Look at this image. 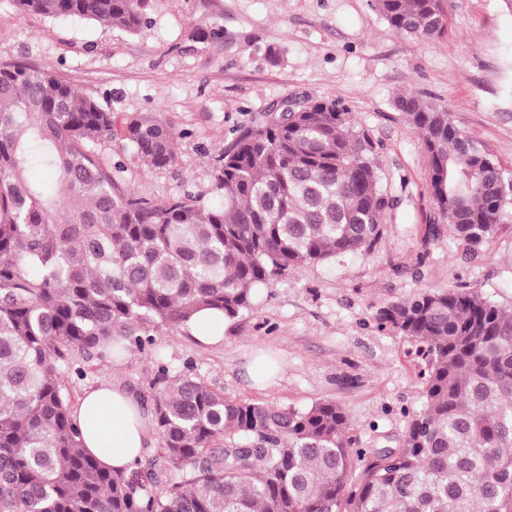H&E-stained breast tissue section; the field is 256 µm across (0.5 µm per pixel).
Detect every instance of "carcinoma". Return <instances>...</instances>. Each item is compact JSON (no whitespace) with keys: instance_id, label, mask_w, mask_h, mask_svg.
<instances>
[{"instance_id":"obj_1","label":"carcinoma","mask_w":512,"mask_h":512,"mask_svg":"<svg viewBox=\"0 0 512 512\" xmlns=\"http://www.w3.org/2000/svg\"><path fill=\"white\" fill-rule=\"evenodd\" d=\"M17 13L138 33L151 0H12ZM447 0H375L398 33L442 34ZM395 107L430 159L429 192L472 252L512 211V170L417 96ZM112 113L50 67L0 66V512H512V309L436 289L377 311L422 343L424 408L399 446L350 448L334 402H241L161 367L150 415L157 454L129 474L80 446L62 367L153 344L209 310L233 321L254 287L300 265L369 251L394 199L375 144L336 100L243 128L216 159L211 193L136 195L98 150ZM124 139L151 169L177 161L152 116ZM51 169L48 193L27 171Z\"/></svg>"}]
</instances>
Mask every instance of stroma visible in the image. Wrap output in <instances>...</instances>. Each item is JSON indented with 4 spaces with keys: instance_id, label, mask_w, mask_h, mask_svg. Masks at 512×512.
Wrapping results in <instances>:
<instances>
[{
    "instance_id": "35a3bbf8",
    "label": "stroma",
    "mask_w": 512,
    "mask_h": 512,
    "mask_svg": "<svg viewBox=\"0 0 512 512\" xmlns=\"http://www.w3.org/2000/svg\"><path fill=\"white\" fill-rule=\"evenodd\" d=\"M49 66L114 115L100 151L138 195L161 203L208 192L216 158L237 131L281 101L338 100L369 133L379 183L395 205L367 253L303 265L253 290L224 340L159 328L155 346L78 361L71 400L100 383L149 396L160 367L193 373L236 401L305 410L333 401L352 448L396 447L423 408L419 341L380 328L376 313L437 288L474 291L512 308V218L477 252L456 240L428 190L429 156L394 101L446 106L491 157L512 170V0H452L441 36L394 31L374 0H154L146 24L119 26L15 14L0 0V65ZM142 115L170 126L177 162L148 168L121 129ZM269 368L260 387L251 369Z\"/></svg>"
}]
</instances>
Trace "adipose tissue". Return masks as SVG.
I'll return each mask as SVG.
<instances>
[{
    "instance_id": "adipose-tissue-1",
    "label": "adipose tissue",
    "mask_w": 512,
    "mask_h": 512,
    "mask_svg": "<svg viewBox=\"0 0 512 512\" xmlns=\"http://www.w3.org/2000/svg\"><path fill=\"white\" fill-rule=\"evenodd\" d=\"M73 416L85 452L107 470L131 472L147 443L151 417L131 394L115 385L89 388Z\"/></svg>"
}]
</instances>
